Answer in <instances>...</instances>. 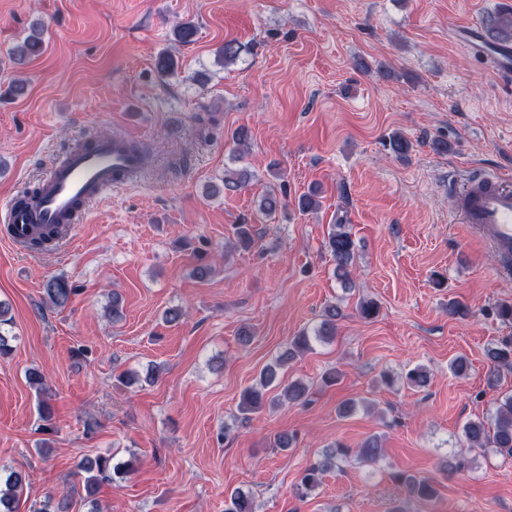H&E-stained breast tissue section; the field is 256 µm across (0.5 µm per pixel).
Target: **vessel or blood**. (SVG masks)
<instances>
[{"mask_svg":"<svg viewBox=\"0 0 512 512\" xmlns=\"http://www.w3.org/2000/svg\"><path fill=\"white\" fill-rule=\"evenodd\" d=\"M455 39L484 58L501 76H512V47L491 46L476 26L458 29ZM144 162L134 138L123 134L95 136L89 147L68 152L64 161L52 162L36 195L17 192L7 203L0 222V237L23 246L31 236L56 227L75 235L88 207L113 187L128 183ZM463 223L502 260L512 262V179L496 172H479L465 182L456 196Z\"/></svg>","mask_w":512,"mask_h":512,"instance_id":"b4317fda","label":"vessel or blood"}]
</instances>
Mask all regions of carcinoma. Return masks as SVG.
Returning <instances> with one entry per match:
<instances>
[{"label":"carcinoma","mask_w":512,"mask_h":512,"mask_svg":"<svg viewBox=\"0 0 512 512\" xmlns=\"http://www.w3.org/2000/svg\"><path fill=\"white\" fill-rule=\"evenodd\" d=\"M484 39L491 45H499L512 42V10L509 12H495L488 15L483 23ZM43 49L42 39L35 35H29L22 44L12 51V57L16 64L23 65L32 58L38 56ZM246 50V46L235 39L224 41L219 49V62L227 66L236 63ZM177 62L175 58L162 52L156 59V70L160 77H168L175 73ZM389 149L399 158L408 155L411 143L403 135L394 134L388 143ZM253 174L246 167L225 169L221 186L213 187L212 194H230L239 191L252 179ZM326 249L335 263L336 274L341 278H348L350 268L353 265L356 245L351 234L345 230V225L336 224L329 233ZM75 288L65 279L53 277L44 285V295L47 302L62 307L67 304ZM10 306L0 301V356L12 351V334L14 322L8 317ZM341 312L336 306L325 309L322 321L313 332L303 331L294 337L288 352L278 357L274 363L266 366L259 375L258 381L246 388L239 402V411L247 416L257 413L267 404H276L285 399L289 402L306 400L308 386L300 381L292 382L286 386L277 397H268L271 387L277 380V369L285 361L293 356V352H303L312 348V341H324L335 333L336 318ZM486 357L490 363L491 375H496L502 368L512 370V341L503 340L486 349ZM27 384L37 395V410L40 418L49 420L50 395L44 374L37 368H29L25 373ZM406 383L412 387L422 388L428 385L430 376L428 370L422 365H416L407 370ZM463 441L470 447L496 448L499 451L512 456V395L502 397L496 409L487 419L470 421L463 426ZM351 453V448L338 443L323 454L321 460L309 465L302 473L300 481L295 486L297 496L303 498L315 490L322 481V476L327 471L340 467V464ZM358 455L366 462L376 463L382 457L378 438L372 436L365 440L358 449ZM83 474V490L85 499L94 502L100 486L104 483H115L133 470L128 462L112 463V456L99 455L95 458H86L78 465ZM395 480L403 486L409 497L419 501H429L437 494L433 482L411 472H399ZM26 482V476L5 466L0 468V512H15L16 505L22 497ZM225 512H253L251 498L240 492L231 494L228 503L225 504Z\"/></svg>","instance_id":"obj_1"}]
</instances>
